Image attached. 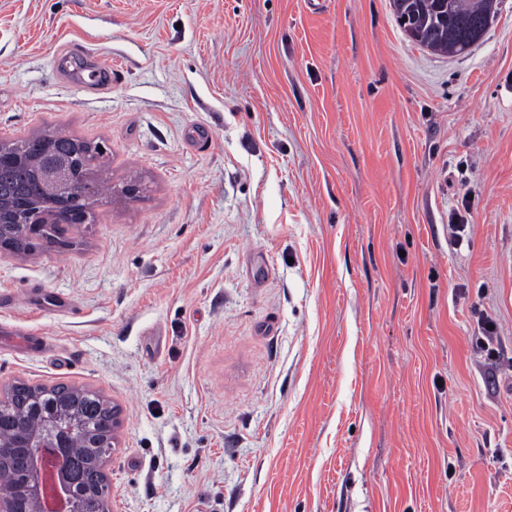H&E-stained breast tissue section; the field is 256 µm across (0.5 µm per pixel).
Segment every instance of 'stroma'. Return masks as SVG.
I'll return each instance as SVG.
<instances>
[{"mask_svg": "<svg viewBox=\"0 0 512 512\" xmlns=\"http://www.w3.org/2000/svg\"><path fill=\"white\" fill-rule=\"evenodd\" d=\"M45 129L113 190L0 257V397L119 406L110 512H512V0L460 56L390 0H0V141ZM88 71L85 75L84 72ZM68 77L74 82L77 86L82 88L83 90L91 93L102 92L105 90L112 82L117 80L118 74L115 69H106V68H90L85 69L84 71L72 76L68 74Z\"/></svg>", "mask_w": 512, "mask_h": 512, "instance_id": "1", "label": "stroma"}]
</instances>
